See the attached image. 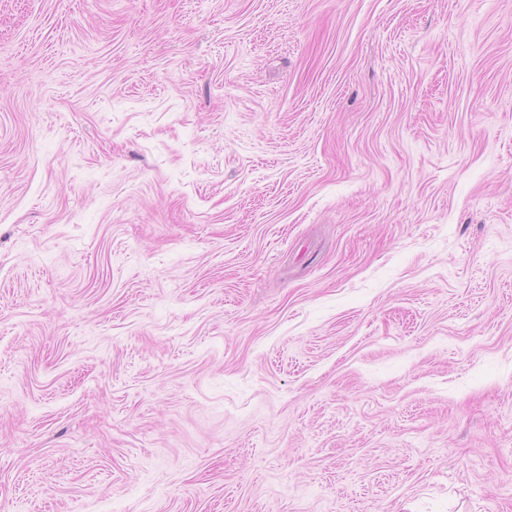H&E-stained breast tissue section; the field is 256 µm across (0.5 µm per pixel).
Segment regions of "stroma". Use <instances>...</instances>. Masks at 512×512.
<instances>
[{
	"instance_id": "obj_1",
	"label": "stroma",
	"mask_w": 512,
	"mask_h": 512,
	"mask_svg": "<svg viewBox=\"0 0 512 512\" xmlns=\"http://www.w3.org/2000/svg\"><path fill=\"white\" fill-rule=\"evenodd\" d=\"M0 512H512V0H0Z\"/></svg>"
}]
</instances>
